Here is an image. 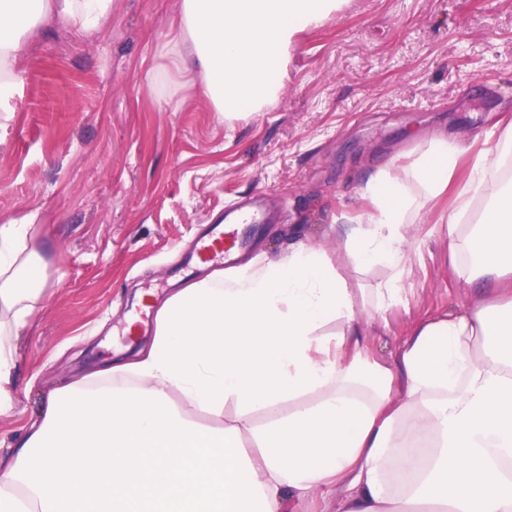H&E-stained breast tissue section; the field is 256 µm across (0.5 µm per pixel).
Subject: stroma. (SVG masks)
Listing matches in <instances>:
<instances>
[{
	"label": "stroma",
	"instance_id": "stroma-1",
	"mask_svg": "<svg viewBox=\"0 0 512 512\" xmlns=\"http://www.w3.org/2000/svg\"><path fill=\"white\" fill-rule=\"evenodd\" d=\"M178 10L112 0L93 35L43 27L0 98V224L38 225L53 281L18 342L0 434L37 421L52 388L148 341L154 315L130 336L126 313L140 293L158 306L210 274L184 260L225 210L266 198L252 256L279 257L296 238L338 254L336 227L362 209L371 171L512 113V0H348L300 34L278 99L233 118L170 79ZM440 214L406 246L403 301L368 323L378 362L424 316L478 303L450 267Z\"/></svg>",
	"mask_w": 512,
	"mask_h": 512
}]
</instances>
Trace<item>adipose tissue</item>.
Wrapping results in <instances>:
<instances>
[{"mask_svg": "<svg viewBox=\"0 0 512 512\" xmlns=\"http://www.w3.org/2000/svg\"><path fill=\"white\" fill-rule=\"evenodd\" d=\"M344 4L180 0L169 52L216 112H258L277 98L297 36ZM111 11L112 0H0V88L40 26L87 34ZM496 126L465 178V150L444 135L372 171L340 259L297 241L279 261L179 288L150 344L102 369L105 385L87 375L57 388L11 437L0 512H285L341 485L344 512H512V296L425 317L387 364L366 334L367 318L398 302L409 233L443 196L457 277L479 294L512 279V115ZM343 264L389 275L367 292ZM48 286L34 225L0 224V412ZM259 411L268 421H251Z\"/></svg>", "mask_w": 512, "mask_h": 512, "instance_id": "adipose-tissue-1", "label": "adipose tissue"}]
</instances>
